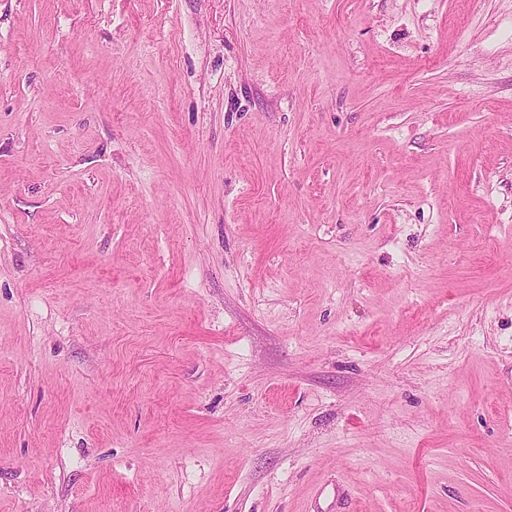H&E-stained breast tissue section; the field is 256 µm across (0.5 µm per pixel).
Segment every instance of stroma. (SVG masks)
Returning a JSON list of instances; mask_svg holds the SVG:
<instances>
[{
  "label": "stroma",
  "instance_id": "35a3bbf8",
  "mask_svg": "<svg viewBox=\"0 0 512 512\" xmlns=\"http://www.w3.org/2000/svg\"><path fill=\"white\" fill-rule=\"evenodd\" d=\"M319 505L512 512V0H0V512Z\"/></svg>",
  "mask_w": 512,
  "mask_h": 512
}]
</instances>
